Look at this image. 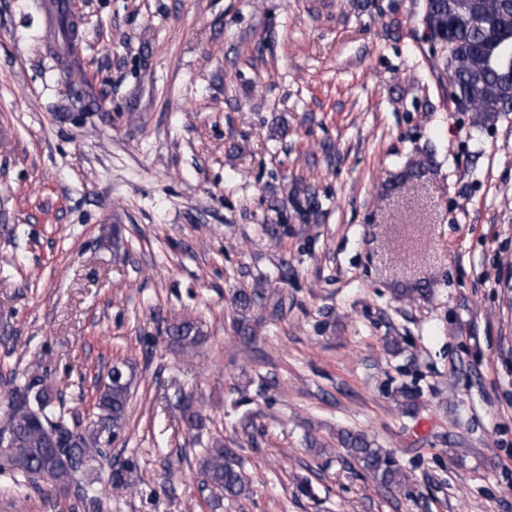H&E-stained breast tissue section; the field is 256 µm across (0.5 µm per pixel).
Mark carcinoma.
Returning a JSON list of instances; mask_svg holds the SVG:
<instances>
[{"instance_id": "carcinoma-1", "label": "carcinoma", "mask_w": 512, "mask_h": 512, "mask_svg": "<svg viewBox=\"0 0 512 512\" xmlns=\"http://www.w3.org/2000/svg\"><path fill=\"white\" fill-rule=\"evenodd\" d=\"M426 41L446 63L448 96L458 105L485 117L512 112V0H426L422 18ZM170 338L183 348L197 345L204 333L190 320L169 325ZM16 387L15 406L4 428L12 436L13 452L0 456V475L29 478L43 474L62 490L85 477L79 495H88L95 462L104 457L112 434L125 424L132 368L123 363L115 376L98 388L93 418L70 420L63 402L39 369H27ZM341 446L361 468L385 487H399L405 475L389 454L374 447L363 433L342 431ZM133 466L111 473V488L123 492L133 486ZM200 474L213 500L241 497L250 478L222 446L203 449Z\"/></svg>"}]
</instances>
